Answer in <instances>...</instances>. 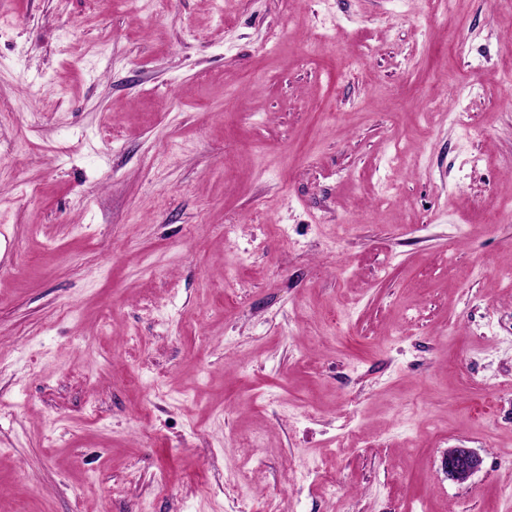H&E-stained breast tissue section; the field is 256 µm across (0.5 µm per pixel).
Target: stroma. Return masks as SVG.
Instances as JSON below:
<instances>
[{"label":"stroma","instance_id":"1","mask_svg":"<svg viewBox=\"0 0 512 512\" xmlns=\"http://www.w3.org/2000/svg\"><path fill=\"white\" fill-rule=\"evenodd\" d=\"M509 64L497 0H0V512H512ZM482 457L470 448H450L443 461L448 477L457 481H467L482 465Z\"/></svg>","mask_w":512,"mask_h":512}]
</instances>
